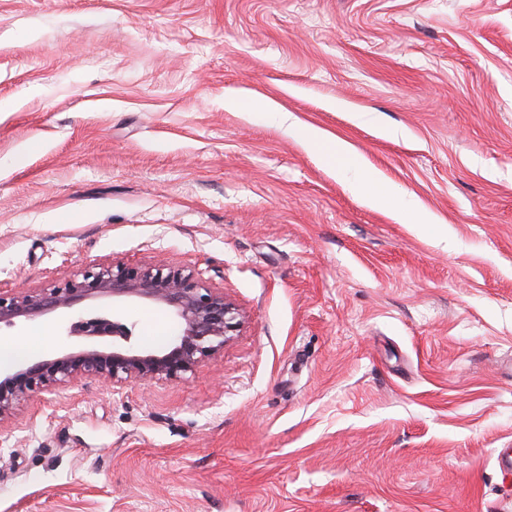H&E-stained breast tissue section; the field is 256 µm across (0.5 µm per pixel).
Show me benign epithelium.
<instances>
[{
  "label": "benign epithelium",
  "instance_id": "1",
  "mask_svg": "<svg viewBox=\"0 0 512 512\" xmlns=\"http://www.w3.org/2000/svg\"><path fill=\"white\" fill-rule=\"evenodd\" d=\"M105 296L148 300L173 313L181 331L161 350L89 346L0 370V422L14 417L32 396L78 379H93L114 388L136 380H180L222 351L244 323L243 311L224 292L204 287L191 271L159 263L91 266L54 288L0 291V326L10 327L58 309L74 310L83 300ZM76 328L87 336L126 335L120 323L108 319L81 320Z\"/></svg>",
  "mask_w": 512,
  "mask_h": 512
}]
</instances>
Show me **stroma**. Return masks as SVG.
Segmentation results:
<instances>
[{"mask_svg": "<svg viewBox=\"0 0 512 512\" xmlns=\"http://www.w3.org/2000/svg\"><path fill=\"white\" fill-rule=\"evenodd\" d=\"M160 259L241 332L179 381L33 397L0 512H512V0H0V289ZM71 324L0 340L111 348ZM367 197L370 204L382 206L388 202L390 196L389 188L383 180L378 177H370L357 185Z\"/></svg>", "mask_w": 512, "mask_h": 512, "instance_id": "stroma-1", "label": "stroma"}]
</instances>
